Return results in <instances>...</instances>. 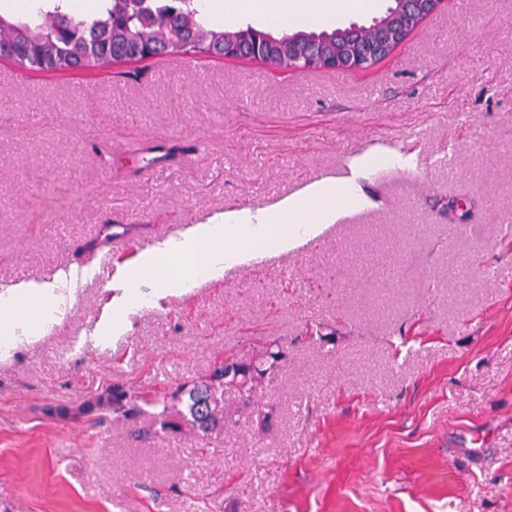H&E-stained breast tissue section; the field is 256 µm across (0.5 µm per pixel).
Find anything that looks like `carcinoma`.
Returning <instances> with one entry per match:
<instances>
[{"mask_svg":"<svg viewBox=\"0 0 512 512\" xmlns=\"http://www.w3.org/2000/svg\"><path fill=\"white\" fill-rule=\"evenodd\" d=\"M38 18L0 9V58L34 71L107 72L118 61H138L165 53H180L186 45L198 53L231 58H259L285 71H300L316 55L339 58L367 69L389 56L398 46L394 32L413 31L423 20L410 0L393 5L367 25L311 31H275L250 23L217 28L198 9V0H99L95 13L82 17L61 8L64 0ZM287 360L276 342L257 345L248 360L226 352L202 379L186 380L159 396L122 385L112 386L97 408L109 407L120 416L153 411L158 433L178 432L187 426L200 441L224 423V391L237 393L253 408L256 429L270 428L274 407L254 400L256 388L274 379ZM184 406L179 416L169 415L170 405Z\"/></svg>","mask_w":512,"mask_h":512,"instance_id":"1","label":"carcinoma"}]
</instances>
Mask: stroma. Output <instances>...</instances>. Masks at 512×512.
Masks as SVG:
<instances>
[{"label": "stroma", "mask_w": 512, "mask_h": 512, "mask_svg": "<svg viewBox=\"0 0 512 512\" xmlns=\"http://www.w3.org/2000/svg\"><path fill=\"white\" fill-rule=\"evenodd\" d=\"M386 151L408 165L353 169ZM322 178L354 179L367 207L124 307L131 258ZM511 222L512 0L450 2L344 73L0 59V283L78 275L55 291L61 321L0 353V512H512ZM117 224L131 247L112 257ZM260 338L288 348L256 395L275 408L267 434L231 392L203 444L145 414L45 412L115 384L169 390Z\"/></svg>", "instance_id": "35a3bbf8"}]
</instances>
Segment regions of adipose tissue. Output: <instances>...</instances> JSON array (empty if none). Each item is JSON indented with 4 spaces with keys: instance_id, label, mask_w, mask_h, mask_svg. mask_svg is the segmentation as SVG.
<instances>
[{
    "instance_id": "ef3b65f1",
    "label": "adipose tissue",
    "mask_w": 512,
    "mask_h": 512,
    "mask_svg": "<svg viewBox=\"0 0 512 512\" xmlns=\"http://www.w3.org/2000/svg\"><path fill=\"white\" fill-rule=\"evenodd\" d=\"M376 0H200L199 8L213 22L228 24L254 16L276 25L317 27L356 12H369ZM58 298L49 283L21 282L0 293V349L10 350L20 338L34 337L59 323Z\"/></svg>"
}]
</instances>
